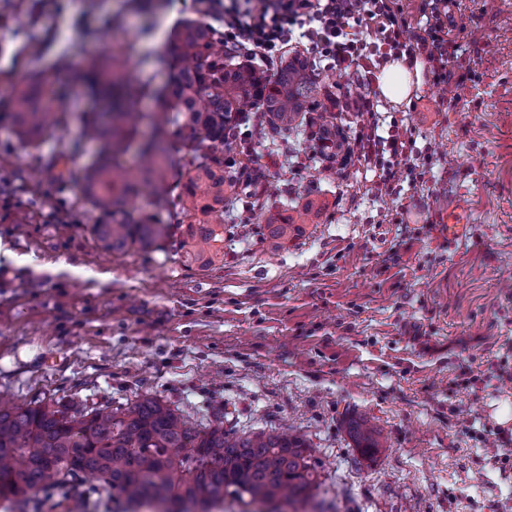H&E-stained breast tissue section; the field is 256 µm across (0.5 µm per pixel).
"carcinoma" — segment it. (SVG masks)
<instances>
[{
	"mask_svg": "<svg viewBox=\"0 0 512 512\" xmlns=\"http://www.w3.org/2000/svg\"><path fill=\"white\" fill-rule=\"evenodd\" d=\"M111 31H91L105 50L85 60L74 81L66 52L50 76L5 77L10 132L30 145L67 124V97L105 104L102 112L80 116L81 138L100 148L84 168L81 190L101 213L97 239L107 250L125 252L153 248L168 236V225L146 207H160L170 189L167 134L175 129L188 156L177 182L190 219L185 258L208 269L224 261V204L241 192L257 197L274 190L256 162L228 166L224 129L261 110L265 136L297 130L314 92L309 63L296 55L270 79L225 50L224 34L213 25L185 20L173 33L172 85L156 86L133 78L131 48L112 45ZM146 96L156 101L150 112L140 107ZM316 120L332 137L333 157H341L339 168L326 171L340 174L348 159L339 155L345 139L327 112ZM320 211L308 200L289 215L271 213L267 237L281 244ZM349 434L365 455L380 448L376 429L364 419L351 421ZM319 487V464L301 434L239 433L221 420L202 426L153 396L118 407L43 399L0 405V512H46L57 498L87 493L112 496L122 512H140L147 504L164 512H172L170 505L180 506L177 512H213L226 498L246 512H280L278 506L293 504L294 512H315L306 505Z\"/></svg>",
	"mask_w": 512,
	"mask_h": 512,
	"instance_id": "obj_1",
	"label": "carcinoma"
}]
</instances>
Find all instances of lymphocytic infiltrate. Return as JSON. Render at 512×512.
Segmentation results:
<instances>
[{"label":"lymphocytic infiltrate","mask_w":512,"mask_h":512,"mask_svg":"<svg viewBox=\"0 0 512 512\" xmlns=\"http://www.w3.org/2000/svg\"><path fill=\"white\" fill-rule=\"evenodd\" d=\"M206 10L223 14L224 44L268 66L278 63L290 43L317 50L327 68L351 71L356 86L347 88L342 111L355 113L352 152L373 171L371 190L395 193L401 168L415 140L411 128L391 121L379 135L375 84L393 60L428 65L434 83L464 86L452 64L462 46L448 27V0H421V22L411 24L399 0H203Z\"/></svg>","instance_id":"obj_1"}]
</instances>
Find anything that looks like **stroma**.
I'll use <instances>...</instances> for the list:
<instances>
[{
    "label": "stroma",
    "mask_w": 512,
    "mask_h": 512,
    "mask_svg": "<svg viewBox=\"0 0 512 512\" xmlns=\"http://www.w3.org/2000/svg\"><path fill=\"white\" fill-rule=\"evenodd\" d=\"M34 5L33 28L5 18ZM449 15L474 34L455 64L469 75L466 104L438 109L424 76L399 103L379 100L382 122L415 130L432 157L398 198L371 191L350 164L326 181L309 132L253 140L280 189L271 207L321 202L315 224L282 245L263 234L259 208L224 211V261L184 260L188 222L178 194L160 210V248L115 254L80 200L96 155L78 121L20 146L0 97V395L130 404L157 396L190 420L223 418L241 432L291 425L321 463L318 498L331 512H512V0H456ZM222 26L199 0H0V75L52 70L103 47L87 30L117 23L132 43L135 77L171 81L176 23ZM69 153L57 186L48 160ZM470 217L464 244H448V212ZM363 417L382 446L364 456L348 421Z\"/></svg>",
    "instance_id": "1"
}]
</instances>
